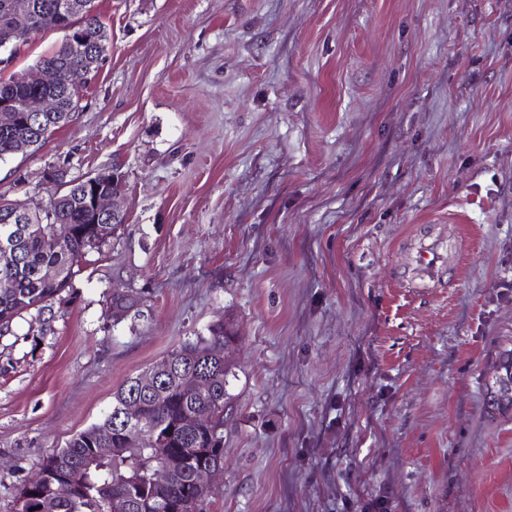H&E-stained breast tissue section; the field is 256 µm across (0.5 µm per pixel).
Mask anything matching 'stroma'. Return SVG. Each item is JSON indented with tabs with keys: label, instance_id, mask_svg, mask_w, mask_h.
<instances>
[{
	"label": "stroma",
	"instance_id": "1",
	"mask_svg": "<svg viewBox=\"0 0 512 512\" xmlns=\"http://www.w3.org/2000/svg\"><path fill=\"white\" fill-rule=\"evenodd\" d=\"M75 119L0 162L119 166L126 224L0 338V512L127 379L237 331L206 512H512V0H95ZM17 45L0 77L59 45ZM463 236L406 288L402 240ZM138 304L113 320L112 288Z\"/></svg>",
	"mask_w": 512,
	"mask_h": 512
}]
</instances>
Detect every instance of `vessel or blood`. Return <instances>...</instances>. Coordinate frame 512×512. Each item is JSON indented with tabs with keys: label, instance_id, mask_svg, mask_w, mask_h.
Returning <instances> with one entry per match:
<instances>
[{
	"label": "vessel or blood",
	"instance_id": "vessel-or-blood-1",
	"mask_svg": "<svg viewBox=\"0 0 512 512\" xmlns=\"http://www.w3.org/2000/svg\"><path fill=\"white\" fill-rule=\"evenodd\" d=\"M406 248L412 253V260L405 267L404 278L409 288L436 287L443 275L451 271L454 258L465 251L460 243L446 248L444 238L433 233L422 236L418 242L407 243Z\"/></svg>",
	"mask_w": 512,
	"mask_h": 512
}]
</instances>
